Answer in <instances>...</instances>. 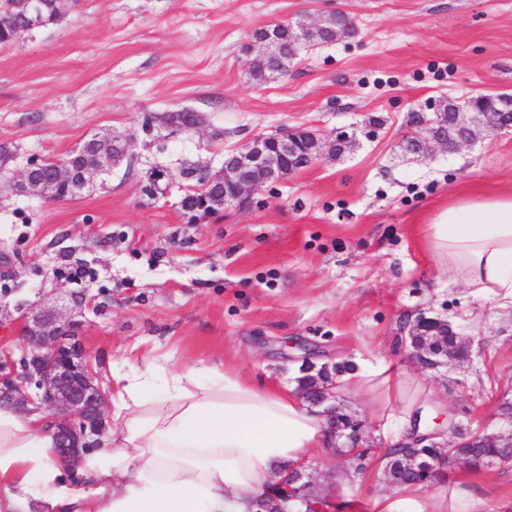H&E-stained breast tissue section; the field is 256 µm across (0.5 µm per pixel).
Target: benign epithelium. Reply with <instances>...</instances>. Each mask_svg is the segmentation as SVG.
Wrapping results in <instances>:
<instances>
[{
  "label": "benign epithelium",
  "instance_id": "1",
  "mask_svg": "<svg viewBox=\"0 0 512 512\" xmlns=\"http://www.w3.org/2000/svg\"><path fill=\"white\" fill-rule=\"evenodd\" d=\"M49 0H25V30H33L46 24V14L51 12ZM328 17L314 24H301L294 33L293 44L283 47L280 25L271 24L262 28L255 38L261 47L253 69H264L272 62L285 57L293 58L296 45L308 42ZM431 115L421 118L415 131L414 144L417 153L425 155L436 147L446 153H454L461 146L473 144L493 131L512 130L507 114L512 112V95H478L470 98L465 109L456 113L454 128L458 132L443 136L436 131L442 120L441 103L426 106ZM150 120L163 128L176 131H198L203 126L202 116L195 124L184 127L167 119V114L155 115ZM357 141V131L344 132L332 142H326L307 129H284L274 134L257 136L242 148L224 159V196L202 199L199 211L214 212L226 207L245 208L253 203L254 195L267 183L280 182L303 168L318 161L326 152L342 148ZM85 148L90 162L77 168L64 164L57 168V181L67 187V197L81 194L93 179L112 173L119 163L118 155H127L130 141L111 132L95 134L86 140ZM43 160L30 159L16 174L0 179V191L13 195L45 198L52 195L50 188L34 179L35 171ZM176 176L163 169L150 173L144 187L147 194L155 198L168 195ZM85 306L84 298L70 294L66 302L56 308L23 318L19 329L23 342V355L15 360L8 352L0 353V407H9L19 412L30 409L48 414L53 429L58 461L71 470L77 469L85 453L104 446L107 436V414L110 406L108 394L103 390L92 370L84 343L77 333L75 317ZM450 324L441 318L418 317L407 324L404 331L411 338L410 345L417 360L428 368H438L455 356L448 347ZM318 355L306 352L302 356L301 369L314 372L317 380L333 364H317ZM302 397L316 406L323 407V415L329 424L330 442L327 455L336 458V449H345L344 457L350 462L353 473H358L368 456L369 434L363 422L344 425L340 421V408L336 405V394L319 390L311 397V388H298ZM461 434L455 425L445 431L437 428L425 434L412 433L408 442L402 444L407 454L402 461L403 469L409 472H427L447 466V458L433 455L431 448H446L438 438L446 432ZM277 490L279 512H299L297 507L306 504L303 491L314 489L319 498L331 503L334 499L333 484L321 483L308 465L301 464L291 470L277 472L273 478Z\"/></svg>",
  "mask_w": 512,
  "mask_h": 512
}]
</instances>
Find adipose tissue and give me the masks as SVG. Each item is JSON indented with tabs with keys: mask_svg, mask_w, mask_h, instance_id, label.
<instances>
[{
	"mask_svg": "<svg viewBox=\"0 0 512 512\" xmlns=\"http://www.w3.org/2000/svg\"><path fill=\"white\" fill-rule=\"evenodd\" d=\"M423 243L449 282L512 303V190L460 195L423 228ZM112 435L77 472L56 458L44 412L0 408V512H243L275 471L324 446L326 420L293 389L200 367L159 374L113 372ZM335 391L368 398L375 421L413 426L433 403L389 365L337 379ZM467 484L452 495L420 486L380 496L374 512H482Z\"/></svg>",
	"mask_w": 512,
	"mask_h": 512,
	"instance_id": "1",
	"label": "adipose tissue"
}]
</instances>
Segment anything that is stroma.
<instances>
[{
    "instance_id": "obj_1",
    "label": "stroma",
    "mask_w": 512,
    "mask_h": 512,
    "mask_svg": "<svg viewBox=\"0 0 512 512\" xmlns=\"http://www.w3.org/2000/svg\"><path fill=\"white\" fill-rule=\"evenodd\" d=\"M344 11L353 35L301 47L286 75L255 80L248 44L269 24ZM512 94V0H75L56 21L0 46V147L14 167L62 157L89 135L130 137L131 163L78 198L0 197V352H20L22 316L84 294L78 333L104 390L112 373L207 366L295 386L304 348L337 365L392 362L427 381L449 419L499 433L512 416V305L437 275L414 228L457 192L512 187V133L454 153L404 149L432 100ZM190 108L198 132L152 126ZM371 137L262 187L248 208L190 222L179 202L144 192L152 168H220L252 138L305 128ZM447 319L468 346L433 370L405 339L408 321ZM366 420V469H335L342 512H372L387 491L381 457L394 430L367 400L337 393ZM485 512H512V465L448 464Z\"/></svg>"
}]
</instances>
